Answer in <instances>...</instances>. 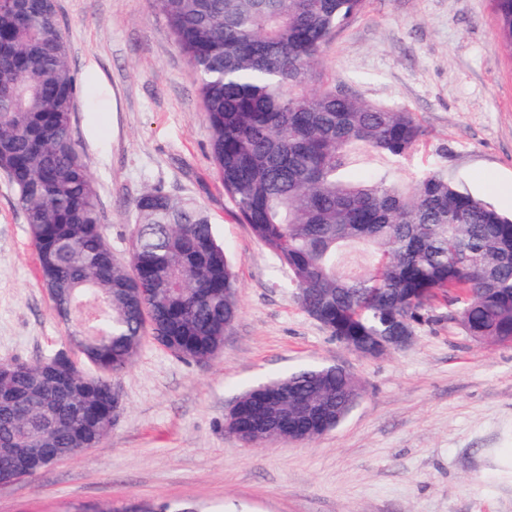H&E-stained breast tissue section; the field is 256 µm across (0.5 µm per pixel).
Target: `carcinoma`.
I'll list each match as a JSON object with an SVG mask.
<instances>
[{
    "label": "carcinoma",
    "mask_w": 512,
    "mask_h": 512,
    "mask_svg": "<svg viewBox=\"0 0 512 512\" xmlns=\"http://www.w3.org/2000/svg\"><path fill=\"white\" fill-rule=\"evenodd\" d=\"M512 53V0H493ZM190 66L211 131L216 172L254 237L288 268L303 310L341 344L429 321L442 297L475 340L512 339V217L434 163L403 187L397 171L423 146L413 112L371 103L329 82L319 58L366 0H152ZM51 0H0V169L24 212L39 277L72 350L93 361L0 363V446L23 458L95 448L123 398L114 377L146 330L172 355L211 360L239 315L237 282L205 208L151 190L135 201L128 260L106 241L93 176L72 115L77 79ZM357 151L389 166L358 180ZM368 267L342 271L351 248ZM304 367L268 380L288 401L251 397L238 439L261 445V418L279 434L304 412L346 404L341 371Z\"/></svg>",
    "instance_id": "obj_1"
}]
</instances>
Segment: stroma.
<instances>
[{
    "label": "stroma",
    "mask_w": 512,
    "mask_h": 512,
    "mask_svg": "<svg viewBox=\"0 0 512 512\" xmlns=\"http://www.w3.org/2000/svg\"><path fill=\"white\" fill-rule=\"evenodd\" d=\"M79 86L75 137L104 234L126 256L135 200L160 189L207 210L238 278L219 356L184 362L145 339L117 379L123 409L100 445L0 486V512H512V344L479 343L446 301L413 343L363 358L301 307L288 271L241 223L211 159L185 57L150 0H57ZM321 67L336 86L416 113L426 146L473 194L512 212V54L492 0H368ZM67 331L42 288L25 216L0 170V362L42 361ZM338 364L362 394L310 443L248 446L224 428L252 385Z\"/></svg>",
    "instance_id": "35a3bbf8"
}]
</instances>
